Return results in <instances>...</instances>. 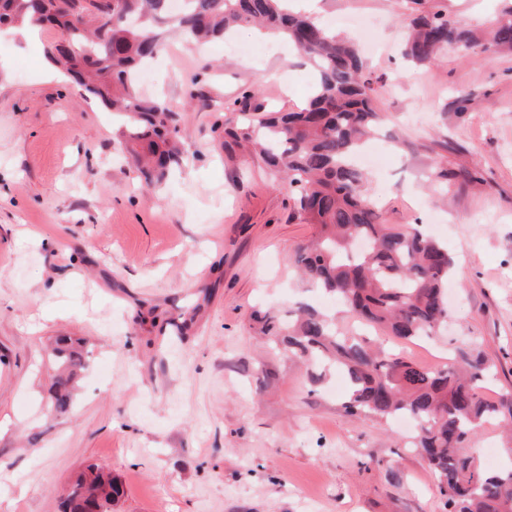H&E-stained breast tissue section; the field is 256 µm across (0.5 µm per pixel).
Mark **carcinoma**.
<instances>
[{"label":"carcinoma","mask_w":512,"mask_h":512,"mask_svg":"<svg viewBox=\"0 0 512 512\" xmlns=\"http://www.w3.org/2000/svg\"><path fill=\"white\" fill-rule=\"evenodd\" d=\"M285 2L182 0V8L171 12L167 0H0V30L30 24L55 31L48 60L87 99L126 118L119 136L148 186L185 160L174 112L144 96L135 78L163 48L166 32L198 45L252 25L287 39L316 69L308 105L250 111L254 93L247 89L241 112L224 120V146L252 145L275 185L293 200V217L315 227L293 259L308 287L336 297L355 321L388 336H432L448 320L454 259L421 225L387 224L375 209L355 162L382 121L373 81L351 42L310 15L284 9ZM506 2L486 38L439 11L403 18L410 32L405 57L430 64L447 46L484 60L512 52V0ZM428 180L448 192L480 177L436 163ZM258 323L262 335L309 364L346 372V417L412 419L413 448L427 460L448 512H512V467L486 472L466 451L484 424L512 426V395L489 399L479 391L496 376L482 355L462 352L447 368L427 369L371 339L342 333L332 316L308 304L297 306L288 322L266 312ZM79 348L80 339L72 336H56L47 347L61 370L51 391L52 410L59 414L73 404L83 368ZM121 494L112 473L92 467L70 487L65 510L112 512Z\"/></svg>","instance_id":"1"}]
</instances>
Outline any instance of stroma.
Segmentation results:
<instances>
[{"label": "stroma", "mask_w": 512, "mask_h": 512, "mask_svg": "<svg viewBox=\"0 0 512 512\" xmlns=\"http://www.w3.org/2000/svg\"><path fill=\"white\" fill-rule=\"evenodd\" d=\"M502 0H319L318 16L372 18L347 30L385 116L370 192L389 224H422L456 260L450 316L426 345L383 337L436 368L462 352L497 369L484 393H512V52L450 48L426 66L404 56L400 20L440 11L488 26ZM41 31L0 33V512H58L87 466L123 488L112 512H445L434 473L394 423L348 420V385L312 383L250 315H287L305 293L293 266L314 233L259 161L224 148V116L252 86L269 107H301L313 70L242 28L192 49L170 38L141 86L176 112L194 159L158 188L130 167L118 121L52 71ZM479 168L480 184L441 196L434 162ZM199 310L186 335L153 319ZM84 338L68 413L50 407L51 337ZM483 470L512 464L501 430H479Z\"/></svg>", "instance_id": "obj_1"}]
</instances>
